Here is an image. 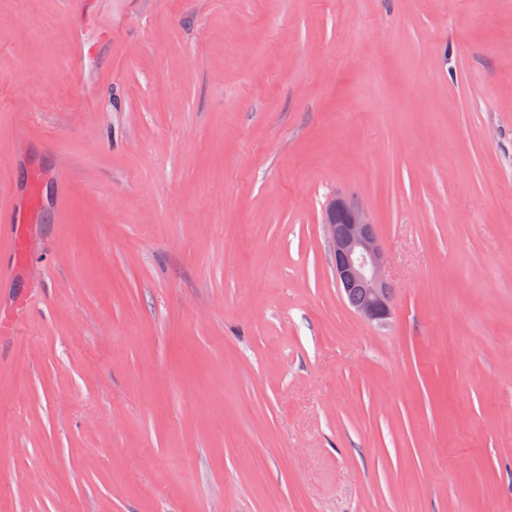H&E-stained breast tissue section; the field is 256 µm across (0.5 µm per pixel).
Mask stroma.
<instances>
[{
  "mask_svg": "<svg viewBox=\"0 0 512 512\" xmlns=\"http://www.w3.org/2000/svg\"><path fill=\"white\" fill-rule=\"evenodd\" d=\"M72 21L0 0V512H512V0ZM323 222L329 229L337 288L341 292L357 288L361 295L357 303L353 304L358 297L355 289L344 295L353 311L372 325L387 323L392 316V287L383 275L386 253L370 213L337 197Z\"/></svg>",
  "mask_w": 512,
  "mask_h": 512,
  "instance_id": "1",
  "label": "stroma"
}]
</instances>
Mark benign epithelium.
Instances as JSON below:
<instances>
[{
	"instance_id": "obj_1",
	"label": "benign epithelium",
	"mask_w": 512,
	"mask_h": 512,
	"mask_svg": "<svg viewBox=\"0 0 512 512\" xmlns=\"http://www.w3.org/2000/svg\"><path fill=\"white\" fill-rule=\"evenodd\" d=\"M323 223L329 229L337 288L360 291L352 305L360 318L372 325L387 323L392 316L391 284L383 275L386 253L370 213L338 197L325 211Z\"/></svg>"
}]
</instances>
